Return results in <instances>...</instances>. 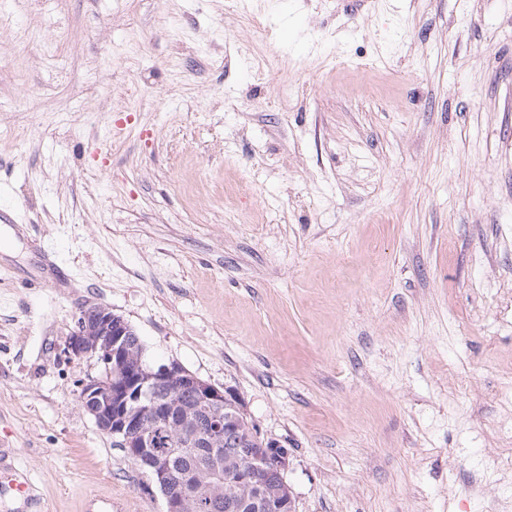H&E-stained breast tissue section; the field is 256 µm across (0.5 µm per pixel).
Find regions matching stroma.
<instances>
[{
    "label": "stroma",
    "instance_id": "stroma-1",
    "mask_svg": "<svg viewBox=\"0 0 512 512\" xmlns=\"http://www.w3.org/2000/svg\"><path fill=\"white\" fill-rule=\"evenodd\" d=\"M10 11L0 512H164L80 405L91 304L286 450L294 512H512V0Z\"/></svg>",
    "mask_w": 512,
    "mask_h": 512
}]
</instances>
